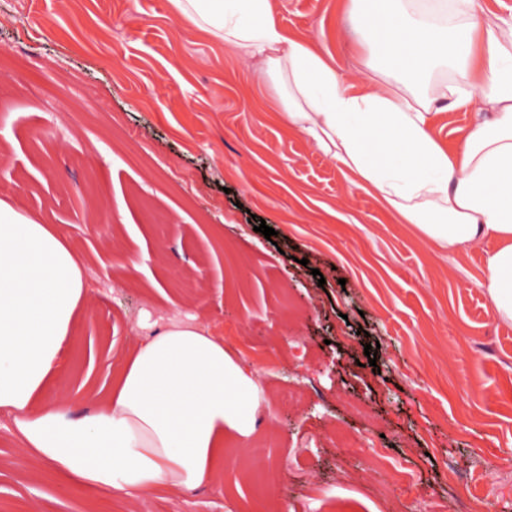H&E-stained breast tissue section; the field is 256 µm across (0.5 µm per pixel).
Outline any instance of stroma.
Segmentation results:
<instances>
[{
  "instance_id": "35a3bbf8",
  "label": "stroma",
  "mask_w": 512,
  "mask_h": 512,
  "mask_svg": "<svg viewBox=\"0 0 512 512\" xmlns=\"http://www.w3.org/2000/svg\"><path fill=\"white\" fill-rule=\"evenodd\" d=\"M278 21L366 80L339 0H280ZM0 200L89 261L47 400L108 388L145 311L197 316L270 398L262 450L222 487L147 497L72 487L0 413V512H512V326L477 285L488 241L440 253L397 223L170 0H0Z\"/></svg>"
}]
</instances>
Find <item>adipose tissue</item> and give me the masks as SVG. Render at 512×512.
<instances>
[{
	"label": "adipose tissue",
	"mask_w": 512,
	"mask_h": 512,
	"mask_svg": "<svg viewBox=\"0 0 512 512\" xmlns=\"http://www.w3.org/2000/svg\"><path fill=\"white\" fill-rule=\"evenodd\" d=\"M170 2L287 86L289 129L400 223L442 251L490 239L481 286L512 324V12L485 0H343L369 72L354 86L315 38L285 32L279 0ZM408 71L427 78L424 92L400 86ZM473 106L448 149L437 119ZM85 268L61 228L0 201V412L23 454L74 486L127 496L222 486L224 434L252 447L266 393L194 318L161 326L141 314L145 338L89 408L44 398L89 292Z\"/></svg>",
	"instance_id": "obj_1"
}]
</instances>
